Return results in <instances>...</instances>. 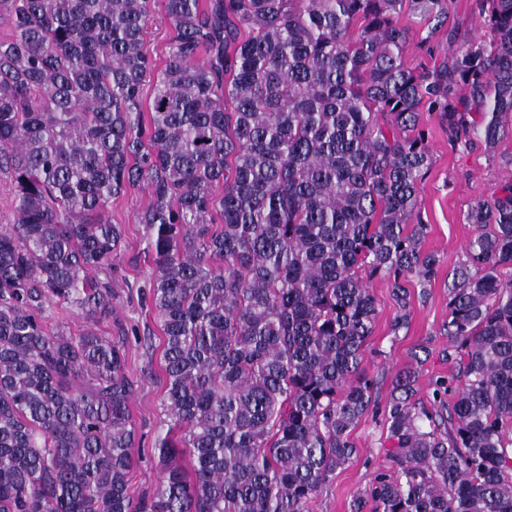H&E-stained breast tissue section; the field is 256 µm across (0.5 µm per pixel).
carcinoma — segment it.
<instances>
[{
	"label": "carcinoma",
	"instance_id": "carcinoma-1",
	"mask_svg": "<svg viewBox=\"0 0 512 512\" xmlns=\"http://www.w3.org/2000/svg\"><path fill=\"white\" fill-rule=\"evenodd\" d=\"M155 5L0 0V176L16 199L0 225V512H310L373 405L367 279L393 281L398 330L404 283L439 273L413 223L422 109L512 166V0H481L485 33L420 71L398 19L435 30L449 0H162L159 71L142 49ZM140 184L170 425L161 481L135 496L124 337L46 318L112 314L125 228L105 209ZM467 220L443 324L455 385L435 382L427 407L415 372L396 373L386 463L350 512H512V185ZM49 326L53 331L59 328L64 331L78 333L85 325L84 320L69 310L53 308L50 312Z\"/></svg>",
	"mask_w": 512,
	"mask_h": 512
}]
</instances>
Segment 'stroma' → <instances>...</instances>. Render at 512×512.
<instances>
[{
	"label": "stroma",
	"instance_id": "stroma-1",
	"mask_svg": "<svg viewBox=\"0 0 512 512\" xmlns=\"http://www.w3.org/2000/svg\"><path fill=\"white\" fill-rule=\"evenodd\" d=\"M400 22L411 29L405 60L412 67L437 66L450 59L453 50L484 31L479 0H452L447 23L433 32L412 17H401ZM421 128L432 164L420 185L417 214L427 226L423 249L435 254L440 271L436 281L427 287L409 284V319L398 330L392 327L396 306L390 281L381 276L370 280L379 316L366 348L364 366L374 381L375 406L352 433L357 458L337 470L312 503L311 512H349L351 500L365 488L383 460L382 409L390 396L394 375L414 368L416 397L425 402L432 396L434 381L446 378L452 371L448 339L442 336L441 328L448 319V274L462 261L465 248L475 235L467 213L478 201L512 182V167L491 158L483 146L452 147L448 129L436 113L423 112ZM149 199L147 187L140 185L111 200L106 208L105 215L112 223L124 225L126 239L112 272L113 311L94 325L100 335L128 337L127 369L138 385L131 413L142 437L129 474L130 488L136 494L154 488L161 477L154 442L167 431L161 405L165 391L161 330L147 298L154 265L145 230L138 222Z\"/></svg>",
	"mask_w": 512,
	"mask_h": 512
}]
</instances>
